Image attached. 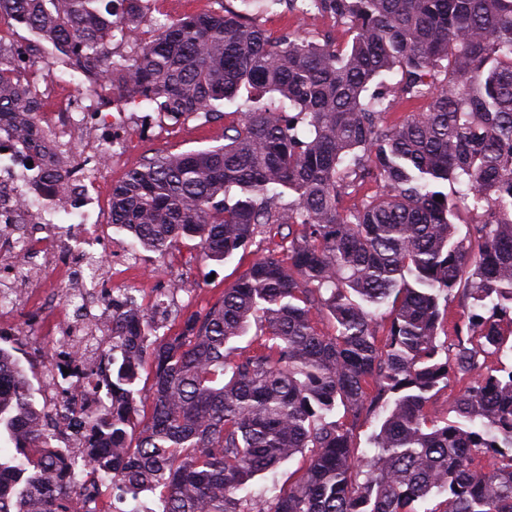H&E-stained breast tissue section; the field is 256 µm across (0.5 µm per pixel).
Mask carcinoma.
<instances>
[{
  "label": "carcinoma",
  "mask_w": 512,
  "mask_h": 512,
  "mask_svg": "<svg viewBox=\"0 0 512 512\" xmlns=\"http://www.w3.org/2000/svg\"><path fill=\"white\" fill-rule=\"evenodd\" d=\"M112 2L0 0V18L51 44L49 65L118 90L123 108L208 121L246 92L224 144L156 155L113 185L112 225L160 260L186 239L202 266L269 248L207 310L178 308L173 334L160 299L140 311L132 295L112 300V411L90 417L85 463L44 427L19 431L39 410L0 348V433L16 451L0 458V512H74L84 483V512H100L104 486L127 512L159 487L160 512H419L433 492L448 497L432 512H512V0H261L264 13L286 3L334 19L348 47L273 38L259 15L216 0L118 60L150 0H123L120 14ZM12 54L0 43V130L27 141L53 192L71 156L48 146ZM396 69L395 85L370 89ZM389 96L408 108L392 123ZM368 180L379 192L343 210ZM441 181L466 191L444 195ZM461 203L477 216L475 250L456 239ZM456 294L472 313L448 346L440 304ZM452 378L455 418H438L430 401ZM363 415L380 420L369 454L353 446ZM305 448L298 481L254 495L256 477Z\"/></svg>",
  "instance_id": "carcinoma-1"
}]
</instances>
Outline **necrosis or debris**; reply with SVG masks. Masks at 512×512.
Segmentation results:
<instances>
[{
	"label": "necrosis or debris",
	"instance_id": "obj_1",
	"mask_svg": "<svg viewBox=\"0 0 512 512\" xmlns=\"http://www.w3.org/2000/svg\"><path fill=\"white\" fill-rule=\"evenodd\" d=\"M41 96L58 111L54 129L59 138L70 142L82 135L87 142L68 184L49 203L24 168L25 145L10 138L5 152H0V275L11 284L10 290H0V327L9 328L14 322L18 289L24 285L41 289L45 305L62 308L54 326L61 346L49 351L30 336L21 337L20 342L41 366L40 375L48 388L43 404L53 416L50 429L55 445L78 459L85 453L86 442L74 426L75 415L105 413L108 400L89 395L67 401L57 381L64 369L70 371L73 386L79 390L92 386L93 379H85V372H93V378L103 377V335L112 312V280L91 274L90 264L101 253L112 258L126 256L127 245L103 240L99 227L105 222L104 213L87 215L76 201L98 199L96 174L123 155L124 143L96 135L86 114L76 110L74 98L56 94L53 86H45ZM62 263L72 271L69 286L44 288L45 272Z\"/></svg>",
	"mask_w": 512,
	"mask_h": 512
}]
</instances>
